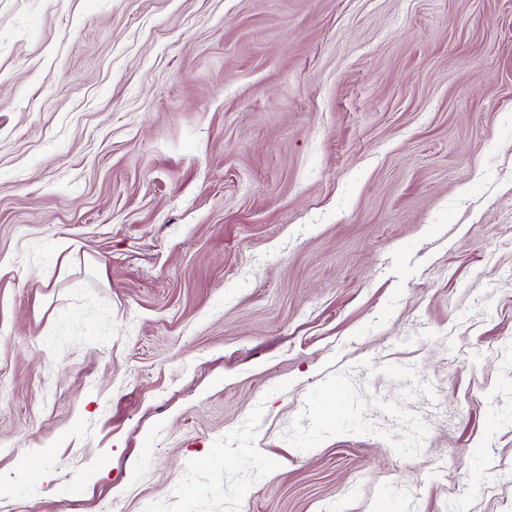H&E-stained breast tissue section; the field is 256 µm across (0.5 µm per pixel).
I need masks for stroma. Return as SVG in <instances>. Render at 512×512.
<instances>
[{"mask_svg":"<svg viewBox=\"0 0 512 512\" xmlns=\"http://www.w3.org/2000/svg\"><path fill=\"white\" fill-rule=\"evenodd\" d=\"M387 499L512 512V0H0V512Z\"/></svg>","mask_w":512,"mask_h":512,"instance_id":"1","label":"stroma"}]
</instances>
